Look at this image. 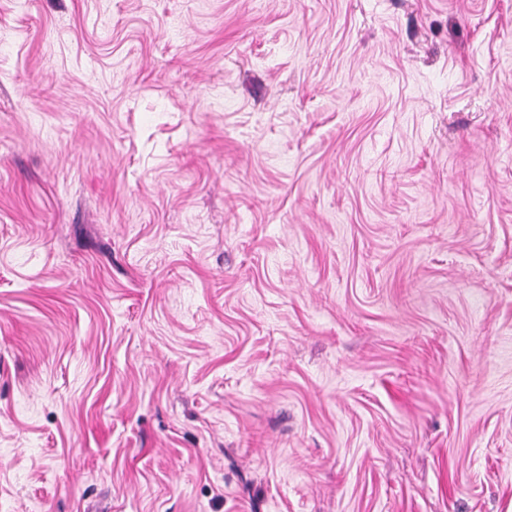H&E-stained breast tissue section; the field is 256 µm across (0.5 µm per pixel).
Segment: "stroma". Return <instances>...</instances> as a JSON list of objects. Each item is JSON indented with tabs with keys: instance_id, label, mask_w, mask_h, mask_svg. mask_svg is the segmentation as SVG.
<instances>
[{
	"instance_id": "obj_1",
	"label": "stroma",
	"mask_w": 512,
	"mask_h": 512,
	"mask_svg": "<svg viewBox=\"0 0 512 512\" xmlns=\"http://www.w3.org/2000/svg\"><path fill=\"white\" fill-rule=\"evenodd\" d=\"M0 512H512V0H0Z\"/></svg>"
}]
</instances>
